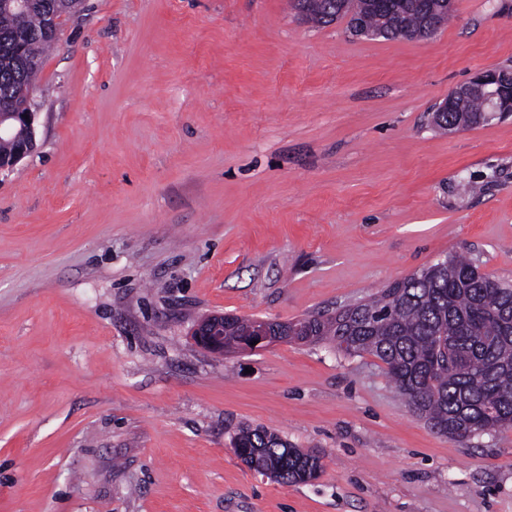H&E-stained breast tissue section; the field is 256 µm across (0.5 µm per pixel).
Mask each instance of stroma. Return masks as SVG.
Wrapping results in <instances>:
<instances>
[{
	"label": "stroma",
	"instance_id": "1",
	"mask_svg": "<svg viewBox=\"0 0 512 512\" xmlns=\"http://www.w3.org/2000/svg\"><path fill=\"white\" fill-rule=\"evenodd\" d=\"M455 5L419 41L289 0L64 21L37 149L0 174V512H512V429L440 435L328 343L192 336L211 313L332 314L448 255L512 281V116L430 124L512 67V0ZM246 425L321 451L319 478L250 469Z\"/></svg>",
	"mask_w": 512,
	"mask_h": 512
}]
</instances>
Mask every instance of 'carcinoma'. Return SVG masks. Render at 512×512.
I'll return each mask as SVG.
<instances>
[{
  "label": "carcinoma",
  "mask_w": 512,
  "mask_h": 512,
  "mask_svg": "<svg viewBox=\"0 0 512 512\" xmlns=\"http://www.w3.org/2000/svg\"><path fill=\"white\" fill-rule=\"evenodd\" d=\"M418 0H392L378 9L373 0H320L309 20L325 27L338 19L365 20L377 36L408 39L407 32L428 26ZM45 12L27 16L32 37L22 43L17 20L0 6V101L26 110L19 88L35 89V62L55 43L38 35ZM484 102L473 95L465 112H440L436 128L486 123ZM224 349L240 348L247 318L226 315ZM300 326L297 341H327L345 355L368 354L386 373L414 412L437 432L459 438L512 428V284L480 271L465 258L446 256L395 282L379 294L334 315H308L277 328ZM237 457L270 479L292 485L310 482L322 471L321 457L292 447L264 426H245L233 440Z\"/></svg>",
  "instance_id": "obj_1"
}]
</instances>
